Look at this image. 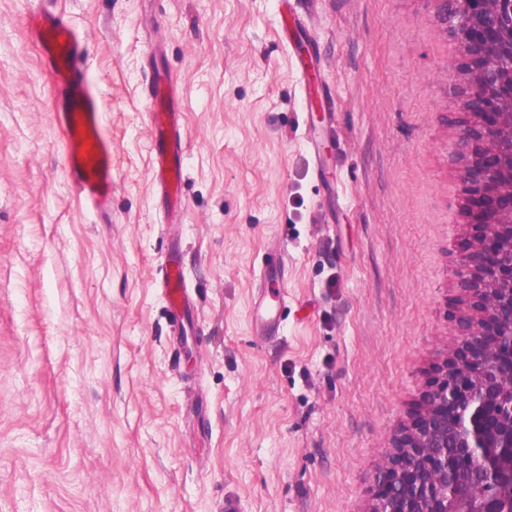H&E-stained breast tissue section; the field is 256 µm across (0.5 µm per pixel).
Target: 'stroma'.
Segmentation results:
<instances>
[{
  "instance_id": "35a3bbf8",
  "label": "stroma",
  "mask_w": 512,
  "mask_h": 512,
  "mask_svg": "<svg viewBox=\"0 0 512 512\" xmlns=\"http://www.w3.org/2000/svg\"><path fill=\"white\" fill-rule=\"evenodd\" d=\"M36 8L85 40L108 219L65 174L25 35ZM295 15L319 46L306 84L276 0H0V512H370L471 311L463 57L435 0H298ZM159 64L186 114L175 234L202 333L185 349L157 288ZM273 238L287 298L281 335L259 337ZM286 247L282 243L276 245V254L274 255L275 261L273 263H267L259 271V278L264 284L274 282V284H280L284 280V273L286 267Z\"/></svg>"
}]
</instances>
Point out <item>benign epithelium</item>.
<instances>
[{
  "instance_id": "1",
  "label": "benign epithelium",
  "mask_w": 512,
  "mask_h": 512,
  "mask_svg": "<svg viewBox=\"0 0 512 512\" xmlns=\"http://www.w3.org/2000/svg\"><path fill=\"white\" fill-rule=\"evenodd\" d=\"M466 59L455 151L478 232L460 286L475 299L454 358L382 465L372 512H485L493 489L512 490V0H436ZM499 419L495 452L483 422ZM454 428L448 444V427Z\"/></svg>"
}]
</instances>
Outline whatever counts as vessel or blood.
<instances>
[{"label": "vessel or blood", "mask_w": 512, "mask_h": 512, "mask_svg": "<svg viewBox=\"0 0 512 512\" xmlns=\"http://www.w3.org/2000/svg\"><path fill=\"white\" fill-rule=\"evenodd\" d=\"M25 29L56 94L53 119L66 146L67 172L85 200L100 216L112 208V141L104 131L99 96L83 66L85 43L63 16L32 10ZM177 89L158 71L148 74L147 110L154 160L151 183L164 205V223H181L184 204L180 199L185 180L186 152L183 141V114L176 104ZM286 247L277 244L275 260L259 271L263 283H282L286 267ZM160 293L175 315L172 331L194 336L201 327L194 315V298L187 285L179 243H172L160 265ZM252 321L257 333L274 336L281 322L274 306L258 297Z\"/></svg>", "instance_id": "obj_1"}]
</instances>
